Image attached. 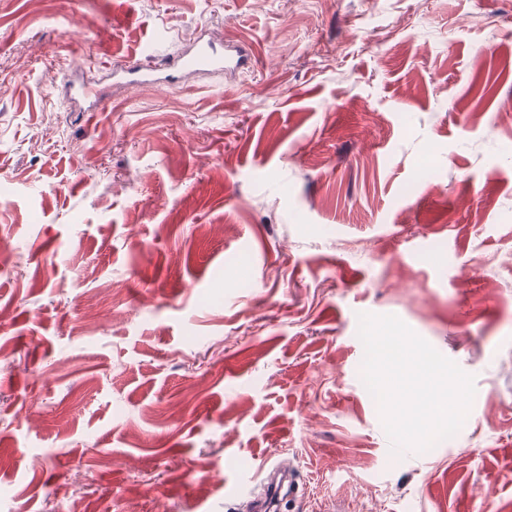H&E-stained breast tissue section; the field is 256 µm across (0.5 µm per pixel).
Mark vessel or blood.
<instances>
[{"label": "vessel or blood", "instance_id": "b4317fda", "mask_svg": "<svg viewBox=\"0 0 512 512\" xmlns=\"http://www.w3.org/2000/svg\"><path fill=\"white\" fill-rule=\"evenodd\" d=\"M252 58L245 46H228L216 43L197 47L175 60H160L145 64L135 57H128L121 71L141 81L158 82L165 87L176 88L181 75L187 71L225 70L228 72L250 67ZM295 476L288 464H277L266 473L250 470L239 471L231 486L225 487V496H239L251 492L258 512H278L281 502L292 497Z\"/></svg>", "mask_w": 512, "mask_h": 512}]
</instances>
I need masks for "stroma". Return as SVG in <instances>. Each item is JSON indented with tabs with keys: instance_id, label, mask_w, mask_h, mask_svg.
<instances>
[{
	"instance_id": "stroma-1",
	"label": "stroma",
	"mask_w": 512,
	"mask_h": 512,
	"mask_svg": "<svg viewBox=\"0 0 512 512\" xmlns=\"http://www.w3.org/2000/svg\"><path fill=\"white\" fill-rule=\"evenodd\" d=\"M158 30L253 66L117 74ZM511 109L512 0H0V512H512ZM362 313L474 376L454 437L391 454ZM259 485L261 493L256 495L255 489ZM295 476L287 463H278L273 469L260 477L258 472L241 470L231 486L224 483V498L239 497L248 491L254 497L259 512H275L279 510L281 502L294 495Z\"/></svg>"
}]
</instances>
